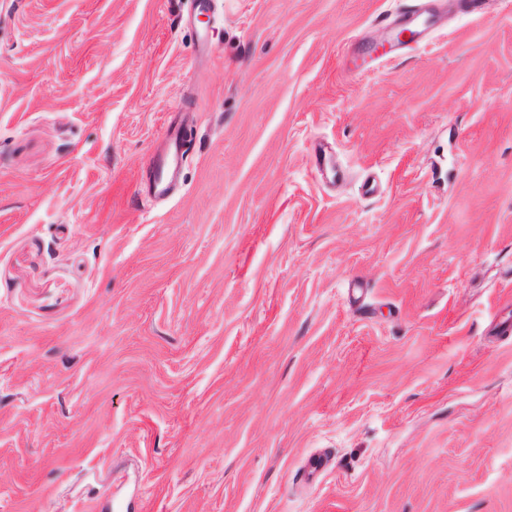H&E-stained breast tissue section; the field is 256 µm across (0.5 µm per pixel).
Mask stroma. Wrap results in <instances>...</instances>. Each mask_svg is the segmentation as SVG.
Listing matches in <instances>:
<instances>
[{
    "label": "stroma",
    "mask_w": 512,
    "mask_h": 512,
    "mask_svg": "<svg viewBox=\"0 0 512 512\" xmlns=\"http://www.w3.org/2000/svg\"><path fill=\"white\" fill-rule=\"evenodd\" d=\"M407 2L0 0V512H512V0ZM412 2L396 16L394 23L401 33L408 31L415 38L427 31L428 28L425 26L419 27L418 25L419 19L423 15L421 12L422 4L419 3L417 6L414 1ZM166 139L170 143V155L165 159L154 157L150 163L156 190L165 192L170 177L172 163L179 157L182 145V132L179 129L166 131Z\"/></svg>",
    "instance_id": "1"
}]
</instances>
